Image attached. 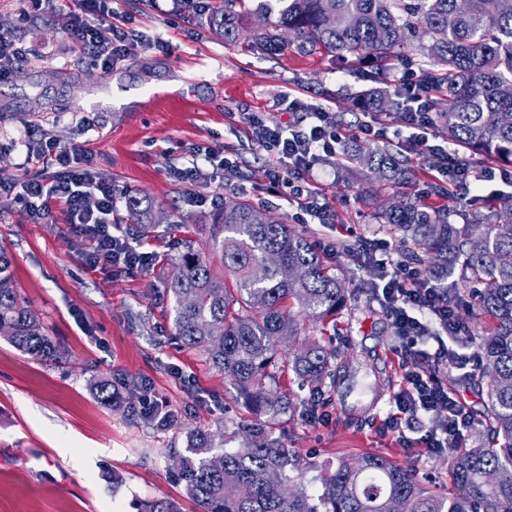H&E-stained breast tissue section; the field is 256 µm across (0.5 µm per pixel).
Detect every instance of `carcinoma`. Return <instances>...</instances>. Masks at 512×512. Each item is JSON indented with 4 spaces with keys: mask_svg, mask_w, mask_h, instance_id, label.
Masks as SVG:
<instances>
[{
    "mask_svg": "<svg viewBox=\"0 0 512 512\" xmlns=\"http://www.w3.org/2000/svg\"><path fill=\"white\" fill-rule=\"evenodd\" d=\"M209 22L224 42L247 52L290 49L305 56L352 57L370 66L364 101L373 112L400 103L388 98L392 62L415 59L431 79L430 118L449 141L487 161L512 165V0H217ZM446 108H439L438 96ZM352 159L371 178L396 180L408 159L358 145ZM381 223L412 242L415 261L450 283L470 287L479 314L493 322L479 343L471 385L486 393L478 441L450 448L446 493L415 472L365 454L317 463L273 436L290 410L278 373L290 367L322 384L336 351L307 341L293 359L278 361L275 343L298 334L294 312L323 320L346 300L341 281L307 238L280 217L236 200L208 227L209 243L232 285L212 274L206 256L185 240V252L160 266L162 299L172 304L175 336L236 385L257 417L241 448L235 436L194 428L184 452L169 456L170 477L197 512H512V195L492 210L464 213L462 222L424 203L401 201L379 212ZM301 274L284 279L281 265ZM9 254L0 248V338L42 361L64 352L14 287ZM93 394L108 409L128 404L122 378H97ZM320 487L296 485L307 470ZM136 512H180L173 500L135 502Z\"/></svg>",
    "mask_w": 512,
    "mask_h": 512,
    "instance_id": "cac0c4a2",
    "label": "carcinoma"
}]
</instances>
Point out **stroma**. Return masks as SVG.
<instances>
[{
    "mask_svg": "<svg viewBox=\"0 0 512 512\" xmlns=\"http://www.w3.org/2000/svg\"><path fill=\"white\" fill-rule=\"evenodd\" d=\"M58 14H43L38 0H0V34L18 35L36 53L0 82V248L11 258L16 288L40 314L46 332L65 352L61 362L21 353L0 338V512H133V501L171 499L196 512L183 486L167 474L170 450H184L195 427L226 426L236 445L253 420L237 389L197 351L173 338L170 308L157 299L160 259L175 255L176 240L196 232V248L208 252L201 227L215 212L199 198H245L292 219L294 211L268 190L266 171L275 157L238 122L240 112H263L281 124H298L301 112L281 104L291 94L335 113L341 133L354 132L363 115L358 101L369 86L365 69L329 56L251 54L225 44L205 15L185 16L172 0H112L117 18L163 41L136 47L111 72L85 60L65 24L82 11L78 0H59ZM84 145L95 170L122 191L112 223L141 251L148 267L124 271L92 267L89 239L71 228L60 205L32 223L13 189L52 171L37 157L45 141ZM218 148L234 170L210 172L194 183L173 175L205 149ZM334 216L330 224H296L315 244L347 290L335 329L304 321L299 336L276 344L292 356L305 338L332 343L333 377L321 387L293 371L278 378L292 405L275 433L300 454L332 460L339 455L379 454L413 469L425 484L450 488L448 457L418 453L413 443L431 427L386 432L403 385L400 348L381 307L377 280L346 246L379 240L393 260L407 259L400 234L379 223L377 212L399 199H417L445 212L470 208L468 200H441L443 182L431 179L423 156L408 178L379 182L329 158L314 170ZM150 204L176 225L169 234L141 231L142 218L128 196ZM120 375L140 388L132 398L166 403L171 426L157 428L124 411L104 407L90 391L100 376ZM440 377L465 405L472 424L463 440L472 446L481 429L484 397L459 371Z\"/></svg>",
    "mask_w": 512,
    "mask_h": 512,
    "instance_id": "35a3bbf8",
    "label": "stroma"
}]
</instances>
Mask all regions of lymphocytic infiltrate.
<instances>
[{"label":"lymphocytic infiltrate","mask_w":512,"mask_h":512,"mask_svg":"<svg viewBox=\"0 0 512 512\" xmlns=\"http://www.w3.org/2000/svg\"><path fill=\"white\" fill-rule=\"evenodd\" d=\"M82 3L85 11L98 16V24H87L75 16L70 18L68 29L82 52L102 70H112L134 47L145 43V36L112 23L110 0H82ZM400 82L409 104L404 131L392 134L399 146L425 155L430 169L449 178L461 191H469L471 183L495 177L512 186V171L471 170L458 159L456 152L438 145L439 134L427 117L422 85L410 71ZM287 102L289 111L309 113L312 122L308 128L271 125L260 112L241 113L240 120L251 129L260 145L276 155L275 164L267 171L269 185L276 196L296 208L300 222L312 220L326 224L330 221L329 205L322 193L312 189V173L319 161L335 157L342 136L337 133L326 108L293 96L288 97ZM44 152L54 156L59 169L49 177H35L22 184L16 199L27 215L38 219L48 212L51 204H62L69 224L93 242L89 254L91 265L131 269L150 264V253L138 251L113 234L112 213L118 191L110 181L96 175L88 151L78 144L53 143L46 146ZM373 269L383 283L381 304L397 336L407 343L402 354L405 385L395 396L397 411L391 414L388 424L398 429L403 421L428 415L441 425L440 435L427 436L428 450L436 453L460 447L470 417L438 375L424 369L425 364L432 361L458 370L473 368L476 363L474 355L460 354L444 345L433 351L427 347L429 340L438 338L440 333L452 337L463 335L462 326L454 318V307L442 285L418 266L399 264L391 269L379 259L374 261Z\"/></svg>","instance_id":"obj_1"}]
</instances>
